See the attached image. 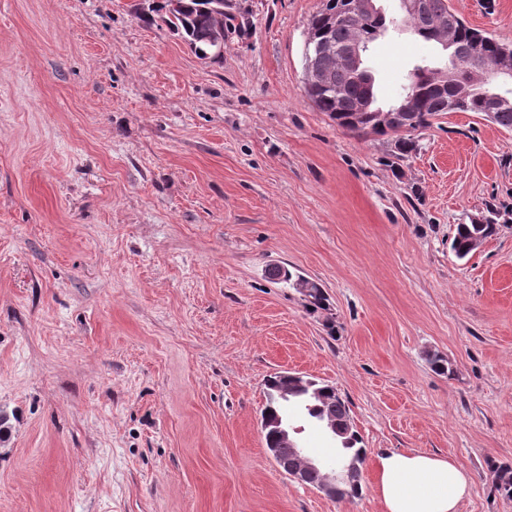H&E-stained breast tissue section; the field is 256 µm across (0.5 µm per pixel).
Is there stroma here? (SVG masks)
I'll return each mask as SVG.
<instances>
[{
    "label": "stroma",
    "mask_w": 512,
    "mask_h": 512,
    "mask_svg": "<svg viewBox=\"0 0 512 512\" xmlns=\"http://www.w3.org/2000/svg\"><path fill=\"white\" fill-rule=\"evenodd\" d=\"M163 2L0 0V512H382L387 449L461 465L460 512H512V129L449 112L391 167L390 137L305 95L320 0H231L247 27L204 57ZM448 4L512 44V0ZM445 62L389 29L379 105ZM489 204L497 234L457 258ZM287 370L349 406L359 497L270 458ZM284 278L291 288L305 297L311 309L317 310L325 307L326 296L317 282L301 275H297L293 279V275L289 271L288 275L284 273Z\"/></svg>",
    "instance_id": "1"
}]
</instances>
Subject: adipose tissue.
Instances as JSON below:
<instances>
[{"mask_svg": "<svg viewBox=\"0 0 512 512\" xmlns=\"http://www.w3.org/2000/svg\"><path fill=\"white\" fill-rule=\"evenodd\" d=\"M375 488L384 512H459L471 478L448 458L417 451H383Z\"/></svg>", "mask_w": 512, "mask_h": 512, "instance_id": "obj_1", "label": "adipose tissue"}]
</instances>
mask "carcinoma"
Instances as JSON below:
<instances>
[{
	"label": "carcinoma",
	"mask_w": 512,
	"mask_h": 512,
	"mask_svg": "<svg viewBox=\"0 0 512 512\" xmlns=\"http://www.w3.org/2000/svg\"><path fill=\"white\" fill-rule=\"evenodd\" d=\"M220 0H166L164 22L182 34L194 50L205 53L215 47L216 42L224 39L227 30H241L245 22L237 21V16L229 11L217 8ZM360 0H321V7L308 23V33L316 40L323 39L335 47V51L326 52L313 60L314 68L325 72L328 79L323 84L306 87L307 97L316 108L326 113L336 125L357 134H376L391 137L390 156L400 160L417 150V140L407 129L409 113L398 112L396 108L387 111L374 107L363 113V117L354 120L359 111L357 104L365 97L373 96V86L366 84L352 74L349 67L341 61L340 50L353 37H359L364 43L371 44L393 21L376 11L357 18L356 5ZM448 0H427V16L421 20H410L414 33L427 42L441 43L437 33L438 23L445 15H451ZM477 30L463 23L457 29L456 43L446 48L448 63L441 68L418 67L410 81L404 86L400 98H411L420 104L418 125L425 129L431 126V120L443 112H452L456 101L457 88L464 82L467 69L493 56L499 41L485 37L475 41ZM499 92L496 81L488 79L471 88L466 106L461 112L483 113L488 108L487 96ZM498 214L489 209L487 213L469 222L456 226L451 248L460 259L475 251L480 243L497 232ZM290 287L305 297L311 309L325 307L326 296L321 286L304 276L284 275ZM266 386L265 410L273 415L285 417L284 405L279 398V375L269 377ZM289 400L304 407L307 415L314 419H332L337 423L336 440L341 445L340 457L360 469L366 459V449L354 429L347 428L351 423L349 408L345 401L328 384L315 382L309 387H300L292 391Z\"/></svg>",
	"instance_id": "cac0c4a2"
}]
</instances>
